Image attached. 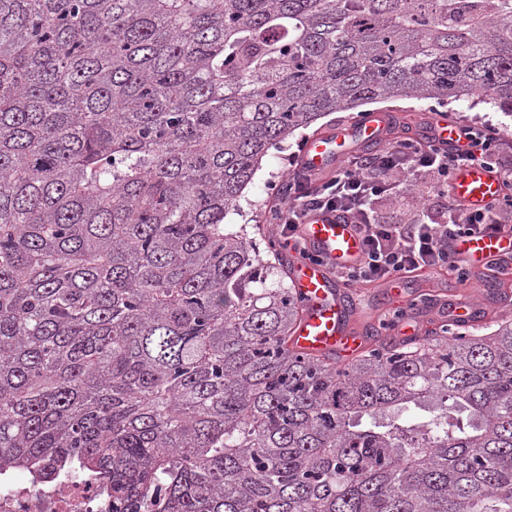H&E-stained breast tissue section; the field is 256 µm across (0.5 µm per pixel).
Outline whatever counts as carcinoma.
I'll return each mask as SVG.
<instances>
[{"label": "carcinoma", "mask_w": 512, "mask_h": 512, "mask_svg": "<svg viewBox=\"0 0 512 512\" xmlns=\"http://www.w3.org/2000/svg\"><path fill=\"white\" fill-rule=\"evenodd\" d=\"M512 115V0H0V470L141 512H512V318L343 366L224 227L368 100Z\"/></svg>", "instance_id": "1"}]
</instances>
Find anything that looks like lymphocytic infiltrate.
Segmentation results:
<instances>
[{"instance_id":"1","label":"lymphocytic infiltrate","mask_w":512,"mask_h":512,"mask_svg":"<svg viewBox=\"0 0 512 512\" xmlns=\"http://www.w3.org/2000/svg\"><path fill=\"white\" fill-rule=\"evenodd\" d=\"M462 132L467 140L462 149H442L406 136L379 153L355 156L350 166L329 174L295 165L273 187L269 213L279 237L302 257H309L302 224L316 211L338 213L356 224L364 253L360 265L338 270L344 281L380 285L397 273L455 269L451 249L458 237L512 232V165L501 159V141L488 122L463 125ZM465 163L485 165L500 177L504 192L484 210L472 212L452 202L438 222L423 206L411 223H376V200L397 198L420 183L429 194L447 197L453 171Z\"/></svg>"}]
</instances>
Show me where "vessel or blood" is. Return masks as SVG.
Returning <instances> with one entry per match:
<instances>
[{"label": "vessel or blood", "mask_w": 512, "mask_h": 512, "mask_svg": "<svg viewBox=\"0 0 512 512\" xmlns=\"http://www.w3.org/2000/svg\"><path fill=\"white\" fill-rule=\"evenodd\" d=\"M390 115L365 112L351 121L337 125L332 132L307 140L302 159L310 171L320 172L343 161L348 149L384 141ZM426 137L441 146L464 147L466 141L459 126L450 122L446 113L432 115ZM451 198L463 207L484 209L501 195L498 174L480 164H465L454 173L449 186ZM301 234L316 260L303 258L298 252L288 254L291 286L301 298L304 312L291 337L292 347L299 352L329 355L341 362L358 357L369 344L366 331L358 323V310L352 302L349 284L335 275L340 267L357 265L363 258L362 244L352 225L340 214H316L302 225ZM452 251L459 265L476 275H485L489 264L504 267L501 279L512 278V235L485 234L458 238ZM410 278L387 281L382 293L387 301H398L403 316L391 325V332L416 336L413 313L419 307L415 294L409 293ZM438 311L449 323L460 329L480 324L483 307L453 292L438 305Z\"/></svg>", "instance_id": "b4317fda"}]
</instances>
